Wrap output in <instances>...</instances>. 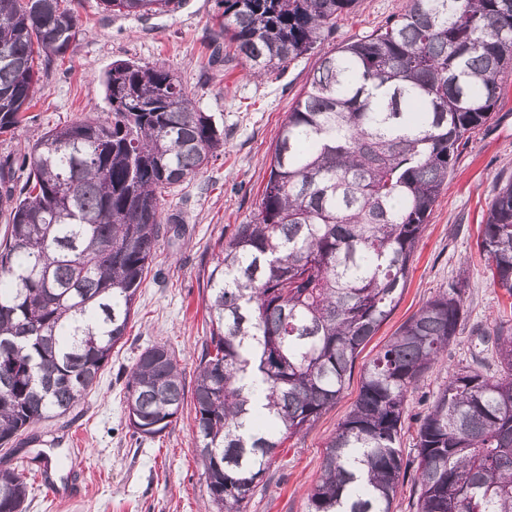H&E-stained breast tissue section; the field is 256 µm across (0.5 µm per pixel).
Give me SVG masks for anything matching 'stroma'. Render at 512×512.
I'll return each instance as SVG.
<instances>
[{
    "mask_svg": "<svg viewBox=\"0 0 512 512\" xmlns=\"http://www.w3.org/2000/svg\"><path fill=\"white\" fill-rule=\"evenodd\" d=\"M405 4L358 0L354 13L337 21L319 49L256 79L244 60H211L216 0H183L176 11L143 18L103 10L99 0H70L82 24L74 51L52 68L30 110L31 122L14 139H0V157L16 154L48 128L78 117H105L109 105L101 75L117 60L157 63L176 72L199 108L223 123L224 151L206 172L168 196L169 211L180 214L188 230L160 242L155 266L161 275L144 283L127 341L113 351L96 386L71 414L34 425L13 445L0 447V470L22 469L29 478L25 512H204L209 507L195 453L192 407L155 437L133 436L125 416L127 374L147 346L163 341L175 350L186 386H193L208 328L203 296L213 246L254 209L268 179L266 160L295 97L322 53L367 35ZM509 176L512 76L491 120L464 146L414 253L404 294L358 356L341 399L287 442L246 512H307V492L319 474L324 444L356 399L365 363L441 287L467 280L473 325H490L500 309L512 305L511 295L490 284L487 258L477 245L495 183ZM469 341V332H462L408 393L404 455H414L417 420L449 368L469 361Z\"/></svg>",
    "mask_w": 512,
    "mask_h": 512,
    "instance_id": "1",
    "label": "stroma"
}]
</instances>
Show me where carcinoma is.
Returning a JSON list of instances; mask_svg holds the SVG:
<instances>
[{"label":"carcinoma","mask_w":512,"mask_h":512,"mask_svg":"<svg viewBox=\"0 0 512 512\" xmlns=\"http://www.w3.org/2000/svg\"><path fill=\"white\" fill-rule=\"evenodd\" d=\"M147 16L182 0H99ZM224 46L264 76L318 47L357 0H217ZM79 34L64 0H0V136L35 106ZM512 75V0H408L392 20L326 52L295 98L249 220L219 240L192 403L214 512H244L286 441L345 390L400 300L415 249L463 145ZM110 112L42 133L0 160V447L70 413L123 343L159 241L186 228L163 195L224 150V127L175 74L119 60ZM26 174L19 182L16 172ZM492 284L512 297V178L481 225ZM467 282L424 302L365 366L326 442L308 512H394L414 473L415 512H512V317L471 328V361L401 450L407 394L462 333ZM498 375L486 371L489 353ZM186 405L167 343L126 382L128 426L168 429ZM27 477L0 470V512H24Z\"/></svg>","instance_id":"obj_1"}]
</instances>
